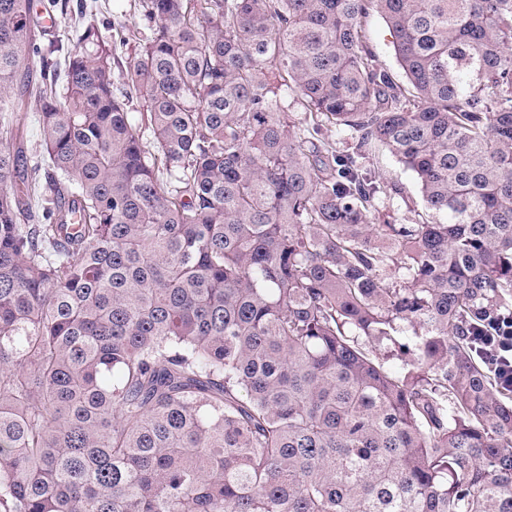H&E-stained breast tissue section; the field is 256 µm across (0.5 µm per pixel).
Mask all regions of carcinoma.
<instances>
[{"instance_id": "cac0c4a2", "label": "carcinoma", "mask_w": 512, "mask_h": 512, "mask_svg": "<svg viewBox=\"0 0 512 512\" xmlns=\"http://www.w3.org/2000/svg\"><path fill=\"white\" fill-rule=\"evenodd\" d=\"M141 10L145 126L92 10L66 49L0 0V512H512V387L471 339L512 313V0ZM375 143L427 220L374 223ZM361 24L365 42L372 52L375 64L405 84L406 79L394 51L393 34L382 13L376 9L370 10L362 18ZM316 138L328 142L334 150L340 153L351 151L354 146L350 135L345 131L337 129L334 125L325 126Z\"/></svg>"}]
</instances>
